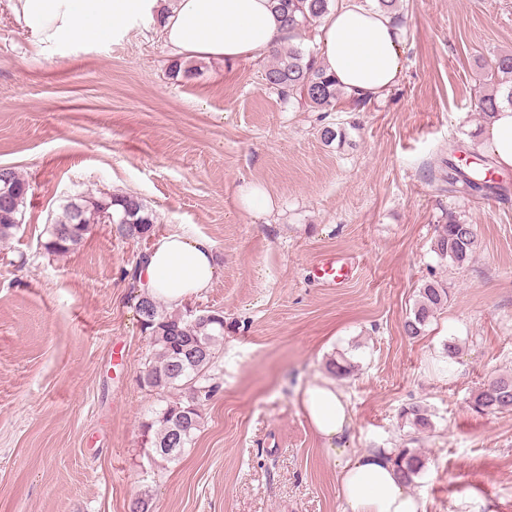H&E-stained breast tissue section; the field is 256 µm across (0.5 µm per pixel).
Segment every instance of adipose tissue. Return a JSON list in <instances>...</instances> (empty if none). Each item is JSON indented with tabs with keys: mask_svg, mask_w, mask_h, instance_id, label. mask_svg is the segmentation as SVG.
<instances>
[{
	"mask_svg": "<svg viewBox=\"0 0 512 512\" xmlns=\"http://www.w3.org/2000/svg\"><path fill=\"white\" fill-rule=\"evenodd\" d=\"M23 29L41 44H95L139 17L157 18L173 57L260 60L286 44L288 30L271 0H11ZM322 63L349 101L380 97L399 81L404 32L367 0H340L320 30ZM482 147L497 168L512 170V108L485 123ZM219 274L204 237H157L135 272L138 288L181 306L211 288ZM302 408L316 435L335 445L344 512H424L423 501L397 476L389 448L357 454L342 448L351 427L349 404L335 382L316 378Z\"/></svg>",
	"mask_w": 512,
	"mask_h": 512,
	"instance_id": "1",
	"label": "adipose tissue"
}]
</instances>
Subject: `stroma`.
Segmentation results:
<instances>
[{
	"mask_svg": "<svg viewBox=\"0 0 512 512\" xmlns=\"http://www.w3.org/2000/svg\"><path fill=\"white\" fill-rule=\"evenodd\" d=\"M401 78L384 96L312 112L266 85L265 61L201 60L186 78L154 24L45 49L0 0V166L30 182L0 249V512H343L336 457L301 407L343 353L349 450L419 448L425 512H512V410L472 394L512 374V180L495 199L449 191L448 149H479L481 67L512 50V0H401ZM344 131L325 143L324 125ZM266 210L238 203L241 187ZM131 193L156 235L211 240L220 267L188 310L224 314L217 391L178 459L142 444L160 405L139 380L150 346L131 305L145 241L93 225L65 256L41 247L78 193ZM473 224L459 267L431 245L447 214ZM350 267L330 287L321 261ZM448 302L416 338L402 324L423 280ZM459 352L447 357L445 346ZM126 362L112 363V348ZM422 403L431 430L400 413Z\"/></svg>",
	"mask_w": 512,
	"mask_h": 512,
	"instance_id": "obj_1",
	"label": "stroma"
}]
</instances>
